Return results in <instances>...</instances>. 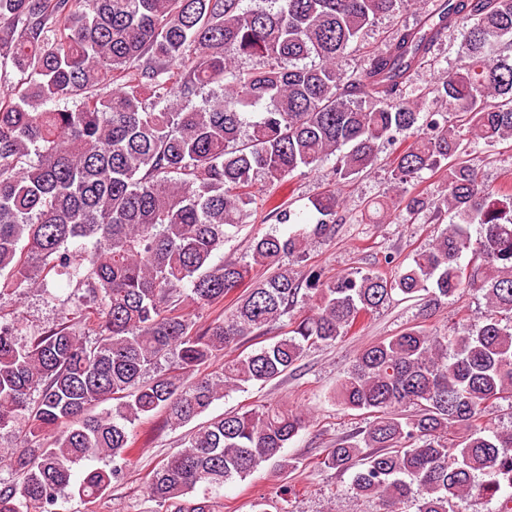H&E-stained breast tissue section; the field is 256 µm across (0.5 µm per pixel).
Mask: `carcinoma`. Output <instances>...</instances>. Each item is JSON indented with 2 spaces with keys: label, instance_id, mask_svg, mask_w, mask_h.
Wrapping results in <instances>:
<instances>
[{
  "label": "carcinoma",
  "instance_id": "cac0c4a2",
  "mask_svg": "<svg viewBox=\"0 0 512 512\" xmlns=\"http://www.w3.org/2000/svg\"><path fill=\"white\" fill-rule=\"evenodd\" d=\"M409 2L0 0V70L21 81L0 93V289L64 277L97 311L90 332L61 325L28 344L0 320V434L17 436L0 512L92 500L133 452L135 423L163 412L181 426L229 392L266 385L395 293L433 312L465 291L483 293L481 322L412 325L357 353L329 398L370 420L323 464L351 472L349 489L377 512H456L474 490L512 512V430L484 421L512 397V192L487 186L472 162L479 146L512 141V0H442L359 70L338 67L366 28ZM458 27L461 65L429 89L446 111L404 98ZM406 134L379 220L453 213L410 263L388 255V273L330 278L289 268L341 223L329 190L311 200L313 223L266 194L293 231L257 234L245 259L211 265L250 217L256 177L273 188L332 159L344 186ZM424 171L439 175L432 198L416 189ZM469 251L477 262L465 265ZM257 268L269 274L224 314L199 325L183 312L186 301H223ZM277 326L280 338L203 373ZM170 358L172 370L146 377ZM308 423L277 403L200 423L145 492L165 512H215L209 491L268 461L296 471L284 448ZM103 460L112 467L90 466Z\"/></svg>",
  "mask_w": 512,
  "mask_h": 512
}]
</instances>
